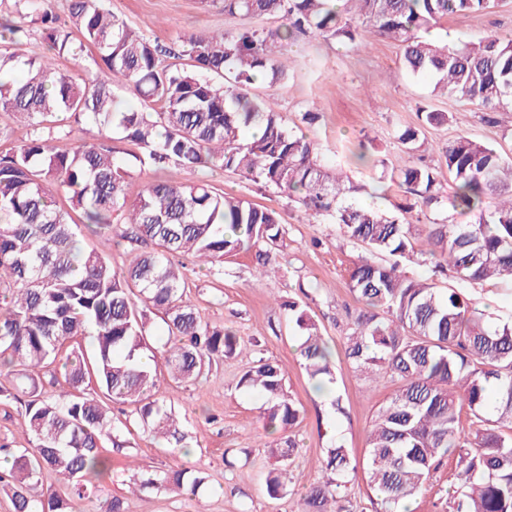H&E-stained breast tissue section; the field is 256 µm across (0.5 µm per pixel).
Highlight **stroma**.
I'll return each mask as SVG.
<instances>
[{
    "label": "stroma",
    "mask_w": 512,
    "mask_h": 512,
    "mask_svg": "<svg viewBox=\"0 0 512 512\" xmlns=\"http://www.w3.org/2000/svg\"><path fill=\"white\" fill-rule=\"evenodd\" d=\"M105 8L159 44L179 47L185 32H232L246 25L273 29L276 18L247 22L224 12V0H104ZM512 38V0L479 14H459L431 27L428 39L452 45L485 35ZM399 46L388 39L370 38L357 47L309 34L289 50L290 70L281 84L259 86L272 94L289 128H302L318 145L328 165L345 161V171L367 185V203L391 211L410 205L406 222L442 223L447 208H414L413 196L396 180L399 170L415 157L399 143L408 128H422L427 149L425 162L437 167L444 159L442 144L464 133L494 145L512 159V112L482 118L474 105L448 96H432L431 80L399 72ZM449 113L442 126H422L420 108ZM317 114L314 124L300 121L306 111ZM365 152L369 163L352 162L353 153ZM164 177L181 182L203 181L225 193L246 196L251 202L276 210L285 230V245L277 251L271 270H263L256 251L243 252L225 262L222 277L202 270L190 256H182L187 294L201 317L213 326L232 330L239 338L235 352L217 361L206 381L166 380L164 396L177 415L186 417L189 454L174 452L154 440L139 423L131 422L122 451L109 455L107 470L93 479L95 501L116 496L124 512H301L306 492L325 480L316 461L330 440L341 441L356 459H363L367 435L380 407L395 389L391 381L373 383L360 375L345 357L344 338L363 305L351 292L349 272L361 249L340 236L335 225L318 220L302 223L295 202L274 190L242 182L224 169L169 167ZM129 225L115 216L105 233L82 229L84 250L105 251L114 270L124 269L136 247L126 238ZM477 307L492 319L512 318V287L487 281L468 287ZM296 301L313 316L333 352L336 383L316 390L299 353L302 334L288 316L286 305ZM278 364L285 386L301 407L298 423L286 431L266 433L259 421L264 398L238 387L241 375L253 362ZM298 450L290 467L292 481L282 497L270 498L264 478L275 461L262 443ZM202 469L207 483L197 496L160 493L131 486L133 476L170 469ZM456 470L455 457L443 459L431 480L412 500L413 512H448V490Z\"/></svg>",
    "instance_id": "obj_1"
}]
</instances>
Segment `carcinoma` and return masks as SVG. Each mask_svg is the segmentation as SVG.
Here are the masks:
<instances>
[{"label": "carcinoma", "instance_id": "cac0c4a2", "mask_svg": "<svg viewBox=\"0 0 512 512\" xmlns=\"http://www.w3.org/2000/svg\"><path fill=\"white\" fill-rule=\"evenodd\" d=\"M58 2L14 0L19 21L0 18V74L25 70L20 82L0 80V112L33 127L27 143L0 154V374L23 380L1 386L0 399L21 405L33 438V447L12 454L0 472V493L10 497L13 512H81L90 500L87 475L107 461L105 441L124 447L110 402L130 406L159 439H185L145 360L148 312L166 315L163 360L175 380L206 377L216 360L233 353L237 337L202 320L173 257L191 255L219 275L224 260L283 238L278 212L203 181L158 178L127 202L128 165L115 157L112 130L142 149L134 156L141 166L233 171L278 190L307 218L331 220L344 239L364 248L349 282L368 311L353 321L345 355L354 369L396 382L363 461L375 512H400L449 455L457 457L458 472L448 512H512V322L486 319L465 294L490 279L512 283V163L462 134L442 146L453 182L448 207L474 221L430 224L426 248L417 249L411 225L362 205L365 185L344 176L342 166L322 163L315 142L288 129L273 103L252 92L260 81L285 79L287 47L299 36L355 44L368 32L398 43L406 73L432 75V95L496 112L512 103V39L488 35L450 47L421 36L452 15L485 12L494 0H224L229 15L276 17L282 28L189 33L176 52L133 29L102 0H64L61 12ZM23 21L44 26L50 55L20 52ZM89 46L102 61L96 72L52 62L78 60ZM173 56L186 64L169 61ZM118 83L133 88L137 105L121 107ZM68 115L84 117L98 135L62 151L54 129ZM252 127L261 135L248 140L243 133ZM399 141L411 152L424 145L412 128ZM397 178L421 206L441 202L438 169L412 165ZM50 185L68 194L89 226L107 227L114 212H127L130 241L150 242L152 250L136 252L121 272L105 252L82 251L78 225ZM414 257L435 272L451 269L455 284L439 288L406 275L401 265ZM288 311L303 331L300 354L309 378L320 388L334 384L333 353L316 321L296 302ZM78 335L94 337L92 359L81 350L61 357ZM92 378L98 389L87 392L82 386ZM47 383L68 390L49 394ZM239 387L265 398V430L298 421L279 365L258 360ZM462 403L472 414L467 434L457 427ZM267 448L277 467L266 475V490L277 499L290 482L295 445ZM357 466L343 444L331 443L320 459L327 478L304 495L303 512H337V497ZM46 470L59 483L42 489ZM205 483V472L179 469L154 472L140 486L195 496Z\"/></svg>", "mask_w": 512, "mask_h": 512}]
</instances>
